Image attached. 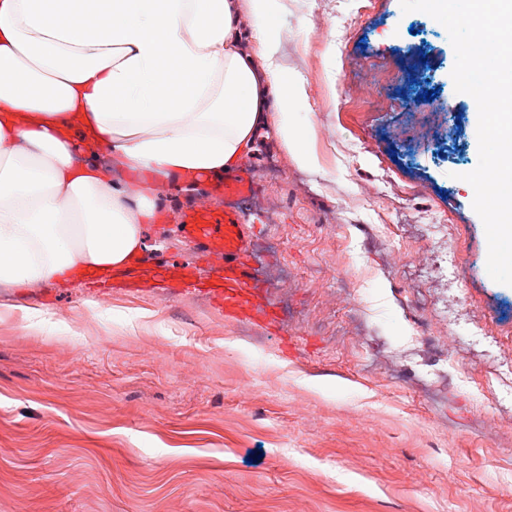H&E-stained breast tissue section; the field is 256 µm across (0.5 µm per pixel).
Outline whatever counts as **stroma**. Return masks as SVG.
<instances>
[{
    "mask_svg": "<svg viewBox=\"0 0 512 512\" xmlns=\"http://www.w3.org/2000/svg\"><path fill=\"white\" fill-rule=\"evenodd\" d=\"M365 1L272 0L261 42L239 0L244 49L307 93L295 146L273 114L242 161L272 325L164 275L0 286V512H512V286L461 179L475 101L443 25ZM207 189L158 190L157 263L198 265L177 226Z\"/></svg>",
    "mask_w": 512,
    "mask_h": 512,
    "instance_id": "1",
    "label": "stroma"
}]
</instances>
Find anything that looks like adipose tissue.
Listing matches in <instances>:
<instances>
[{
  "label": "adipose tissue",
  "mask_w": 512,
  "mask_h": 512,
  "mask_svg": "<svg viewBox=\"0 0 512 512\" xmlns=\"http://www.w3.org/2000/svg\"><path fill=\"white\" fill-rule=\"evenodd\" d=\"M237 0H0V284L123 267L159 220L155 188L220 174L306 96L271 49L237 47ZM106 148L113 168L81 158Z\"/></svg>",
  "instance_id": "ef3b65f1"
}]
</instances>
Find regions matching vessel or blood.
<instances>
[{"label": "vessel or blood", "mask_w": 512, "mask_h": 512, "mask_svg": "<svg viewBox=\"0 0 512 512\" xmlns=\"http://www.w3.org/2000/svg\"><path fill=\"white\" fill-rule=\"evenodd\" d=\"M215 187L218 199L199 201L183 214L181 233L211 261L213 270L223 271L224 285L199 289L193 272L186 270L179 276V291L183 294L204 292L209 301L232 319L248 315L259 321L267 320L271 306L259 300L250 261L253 228L232 205L233 200L252 195L254 181L243 173L216 182Z\"/></svg>", "instance_id": "obj_1"}]
</instances>
